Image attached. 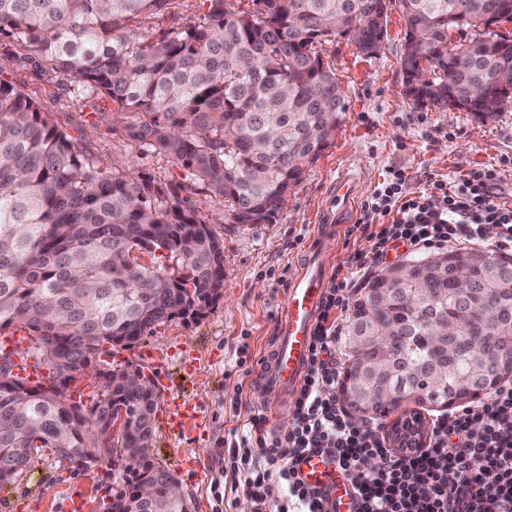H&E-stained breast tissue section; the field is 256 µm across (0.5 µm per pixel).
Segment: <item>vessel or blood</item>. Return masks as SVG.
Listing matches in <instances>:
<instances>
[{"instance_id":"b4317fda","label":"vessel or blood","mask_w":512,"mask_h":512,"mask_svg":"<svg viewBox=\"0 0 512 512\" xmlns=\"http://www.w3.org/2000/svg\"><path fill=\"white\" fill-rule=\"evenodd\" d=\"M355 194L353 179L338 176L326 207L345 212ZM326 275L327 258L322 249H314L281 303L274 347L256 368L257 388L277 392L278 404L291 402L308 370L312 332L323 300ZM166 418L181 431L196 429L202 423L197 406L186 401H170ZM300 475L310 486L326 492L336 505L335 512H354L351 487L337 475L334 464L313 456L301 463Z\"/></svg>"}]
</instances>
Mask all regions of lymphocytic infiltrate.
I'll use <instances>...</instances> for the list:
<instances>
[{
    "instance_id": "lymphocytic-infiltrate-1",
    "label": "lymphocytic infiltrate",
    "mask_w": 512,
    "mask_h": 512,
    "mask_svg": "<svg viewBox=\"0 0 512 512\" xmlns=\"http://www.w3.org/2000/svg\"><path fill=\"white\" fill-rule=\"evenodd\" d=\"M497 175L475 170L455 187L433 182L432 193L407 197L405 176L374 189L365 209L390 216L387 224H357L371 244L356 254L341 277H331L314 328L308 372L288 422L270 432L254 415L235 438L230 469L234 489L254 512H265L269 483L283 486L277 512H330L322 491L299 473L300 461L317 454L337 462L354 492L355 512H512V381L484 398L434 415L426 446L399 453L382 436L381 423L356 418L339 398L341 366L337 321L350 307L353 282L389 251L415 253L485 240L497 229L492 251L512 253V207L490 196Z\"/></svg>"
}]
</instances>
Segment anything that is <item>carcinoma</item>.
Masks as SVG:
<instances>
[{"label":"carcinoma","mask_w":512,"mask_h":512,"mask_svg":"<svg viewBox=\"0 0 512 512\" xmlns=\"http://www.w3.org/2000/svg\"><path fill=\"white\" fill-rule=\"evenodd\" d=\"M175 0H0V37L11 38L76 91L112 102V114L140 147L168 158L187 183L219 196L233 224L271 223L304 167L315 162L341 125L345 97L317 47L330 35L357 31L367 57L382 43L376 17L383 0H200L192 22L155 41L132 22L161 14ZM407 30L426 43L401 66H424L431 81L419 105H465L492 116L512 102L499 75L512 70V40L483 24L493 14L512 23V0H400ZM470 33L458 48L450 31ZM474 83L484 95L468 99ZM159 255L149 264L140 255ZM425 290L418 304L401 299L408 285L373 277L347 322L349 363L383 349L370 317L393 323L404 339L389 362L385 386L409 406L453 402L460 382L484 395L503 363L485 364L479 345L450 361L430 351L434 324L453 313L436 302L450 281L428 258L416 259ZM472 275L485 304V337L512 336V257L492 256ZM224 287V244L198 212L160 192L147 177L100 163L80 151L78 137L59 126L10 81L0 79V334L24 330L33 345L15 350L50 368L44 385L8 369L0 350V487L30 468L45 450L83 467L103 454L112 427L125 418L124 485L153 484L150 501L119 492L111 512H189L174 499L175 480L157 462L155 389L108 373L91 410L73 402L71 385L91 357L128 348L175 317L199 319ZM371 383L365 413L387 415Z\"/></svg>","instance_id":"carcinoma-1"}]
</instances>
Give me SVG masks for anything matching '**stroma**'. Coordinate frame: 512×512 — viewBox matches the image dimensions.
<instances>
[{
    "instance_id": "stroma-1",
    "label": "stroma",
    "mask_w": 512,
    "mask_h": 512,
    "mask_svg": "<svg viewBox=\"0 0 512 512\" xmlns=\"http://www.w3.org/2000/svg\"><path fill=\"white\" fill-rule=\"evenodd\" d=\"M406 23L398 0H389L387 38L378 56L365 57L341 36L322 46L334 67L347 110L334 140L305 168L302 179L270 224H234L224 218L220 198L181 189V173L164 157L146 152L127 139L112 121V105L97 97L76 96L72 83L38 71L24 61L18 46L0 39V76L36 100L66 130H80L87 156L122 168L134 167L159 188L188 201L224 241V295L199 321L179 318L155 327L132 347L102 355L106 366H131L151 375L153 366L177 365L176 351L195 357L197 370L184 391L203 423L182 434L155 431V457L178 480L191 512H250L247 500L227 493L218 501L214 484L224 481L234 429L256 413H268L274 393L255 394L250 375L237 366L240 354L258 361L268 348L283 296L280 275L295 278L309 242L322 221V204L343 167L358 178L355 220L374 188L402 171L405 192H422L427 181L457 182L469 172L496 170L512 190V102L502 112L483 117L457 109L411 105L403 94L400 57ZM110 462L87 468L68 460H38L0 489V512H65L80 503L84 512H110L125 458L121 431L113 429Z\"/></svg>"
}]
</instances>
